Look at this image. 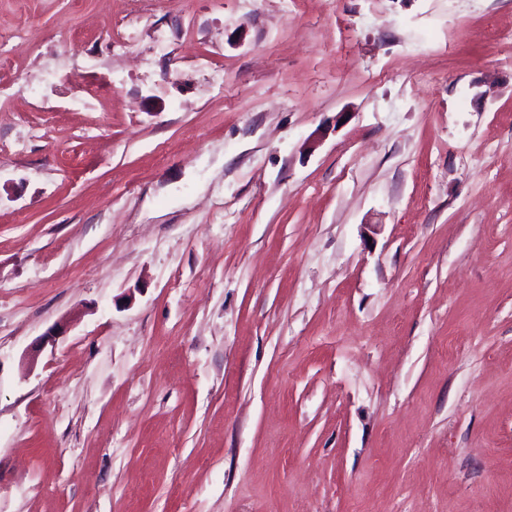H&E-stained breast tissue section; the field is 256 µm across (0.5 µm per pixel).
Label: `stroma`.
Instances as JSON below:
<instances>
[{
  "instance_id": "stroma-1",
  "label": "stroma",
  "mask_w": 512,
  "mask_h": 512,
  "mask_svg": "<svg viewBox=\"0 0 512 512\" xmlns=\"http://www.w3.org/2000/svg\"><path fill=\"white\" fill-rule=\"evenodd\" d=\"M0 512H512V0H0Z\"/></svg>"
}]
</instances>
